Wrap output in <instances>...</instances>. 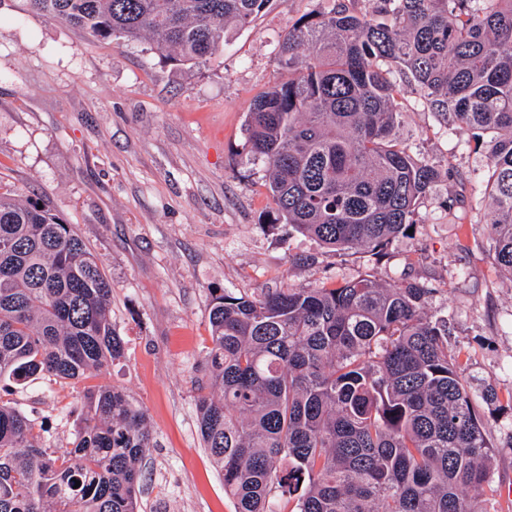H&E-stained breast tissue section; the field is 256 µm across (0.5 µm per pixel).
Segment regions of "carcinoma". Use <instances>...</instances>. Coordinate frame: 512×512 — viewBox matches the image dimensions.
<instances>
[{"instance_id":"obj_1","label":"carcinoma","mask_w":512,"mask_h":512,"mask_svg":"<svg viewBox=\"0 0 512 512\" xmlns=\"http://www.w3.org/2000/svg\"><path fill=\"white\" fill-rule=\"evenodd\" d=\"M92 35L149 40L197 63L269 0H26ZM279 41L288 81L256 96L247 147L268 165L270 222L343 254L387 255L441 173L396 134L409 86L459 142L490 135L496 267L512 275V0H344ZM435 289L367 272L339 285L212 298L198 429L235 512H486L497 443L448 351ZM112 285L74 228L0 192V380H80L124 355ZM153 436L114 388L84 394L73 446L53 451L0 399V512H139ZM80 486H75V481Z\"/></svg>"}]
</instances>
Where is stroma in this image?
Returning a JSON list of instances; mask_svg holds the SVG:
<instances>
[{
	"instance_id": "stroma-1",
	"label": "stroma",
	"mask_w": 512,
	"mask_h": 512,
	"mask_svg": "<svg viewBox=\"0 0 512 512\" xmlns=\"http://www.w3.org/2000/svg\"><path fill=\"white\" fill-rule=\"evenodd\" d=\"M319 4L270 0L192 65L149 41L103 40L0 0V189L35 196L74 226L111 281L112 325L126 342L107 370L13 384L0 399L42 425L46 447L67 448L85 389L116 387L146 410L155 437L141 463L140 512H234L197 425L213 296L318 288L368 271L386 285L410 276L434 288L428 309L449 314L448 347L473 397L498 394V406H479L500 444L497 490L481 500L486 512H512L499 491L512 485V276L487 251V205L466 183L483 171L489 144L455 147L408 94L398 137L461 179L435 184L381 265L265 221L273 204L264 165L248 154L247 108L287 81L278 42Z\"/></svg>"
}]
</instances>
